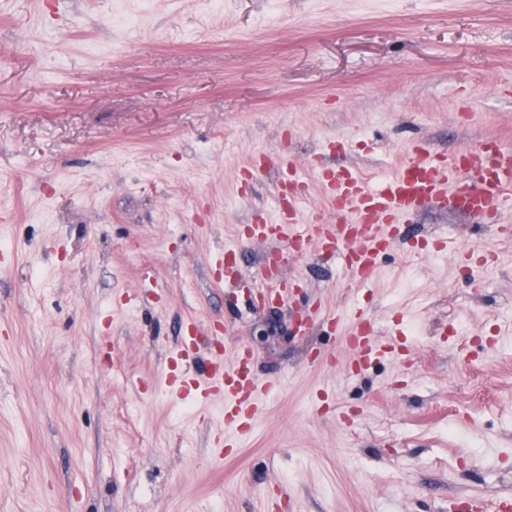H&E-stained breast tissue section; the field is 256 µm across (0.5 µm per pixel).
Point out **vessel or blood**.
Segmentation results:
<instances>
[{
	"instance_id": "b4317fda",
	"label": "vessel or blood",
	"mask_w": 512,
	"mask_h": 512,
	"mask_svg": "<svg viewBox=\"0 0 512 512\" xmlns=\"http://www.w3.org/2000/svg\"><path fill=\"white\" fill-rule=\"evenodd\" d=\"M410 153L408 162L372 189L366 188L357 170H320L319 182L331 209L340 212V223L301 225L305 194L296 189L289 194L287 218L279 224L251 225L244 241L284 239L296 254L313 248L331 250L344 259L346 287L355 288L372 282L377 257L401 237L399 216L422 204L449 200L455 210L497 224L503 238L512 237V226L503 223L500 212L501 204L512 197L511 148L487 140L477 150L442 156L417 143ZM372 336L370 320L359 317L349 330L348 344L367 358L374 351ZM201 387L224 399L228 443L249 432L260 398L270 391L249 375L239 352L212 362Z\"/></svg>"
}]
</instances>
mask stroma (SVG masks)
I'll return each instance as SVG.
<instances>
[{
	"mask_svg": "<svg viewBox=\"0 0 512 512\" xmlns=\"http://www.w3.org/2000/svg\"><path fill=\"white\" fill-rule=\"evenodd\" d=\"M0 0V512H456L512 496V241L448 206L365 288L336 254L239 242L282 158L368 187L411 141L512 147V0ZM96 44L98 53L87 50ZM252 181L244 174L256 163ZM441 237L445 252L425 243ZM486 247L485 270L456 254ZM235 252L225 278L215 256ZM295 285L260 304L268 274ZM131 295L133 306L114 299ZM399 355L348 374L346 319ZM279 385L217 450L171 353Z\"/></svg>",
	"mask_w": 512,
	"mask_h": 512,
	"instance_id": "35a3bbf8",
	"label": "stroma"
}]
</instances>
